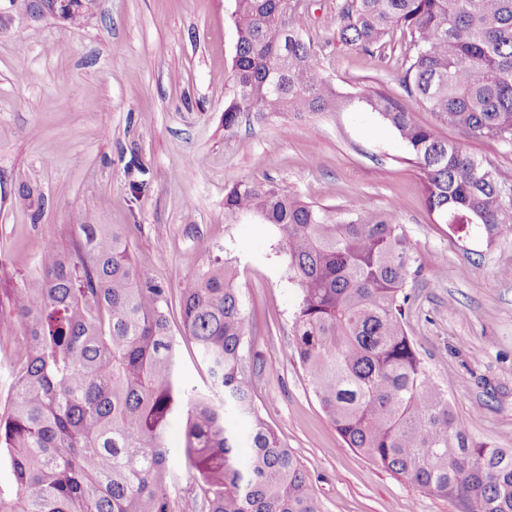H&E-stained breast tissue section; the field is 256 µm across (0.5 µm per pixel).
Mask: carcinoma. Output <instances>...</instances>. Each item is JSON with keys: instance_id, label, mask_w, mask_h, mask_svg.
<instances>
[{"instance_id": "1", "label": "carcinoma", "mask_w": 512, "mask_h": 512, "mask_svg": "<svg viewBox=\"0 0 512 512\" xmlns=\"http://www.w3.org/2000/svg\"><path fill=\"white\" fill-rule=\"evenodd\" d=\"M307 0H236L235 95L224 129L338 112L350 102L322 76L319 47L293 26ZM404 35L400 85L461 137L512 145V0H343L337 39L380 56ZM398 133L426 203L465 238L512 224V172L470 155L385 91L364 96ZM224 211L271 226L299 291L294 355L348 447L460 512H512V449L476 440L407 336L409 282L421 266L384 213L306 202L269 179L234 183ZM74 259L51 244L44 276L16 293L27 345L0 413V512H177L169 492L193 478L195 512H321L298 459L254 403L257 370L237 259L192 271L180 336L167 289L134 265L125 233L81 224ZM195 347L212 390L183 386L179 339ZM236 413L243 431L226 426ZM184 419L183 466L166 432Z\"/></svg>"}]
</instances>
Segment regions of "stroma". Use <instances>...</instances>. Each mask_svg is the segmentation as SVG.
Here are the masks:
<instances>
[{
	"mask_svg": "<svg viewBox=\"0 0 512 512\" xmlns=\"http://www.w3.org/2000/svg\"><path fill=\"white\" fill-rule=\"evenodd\" d=\"M342 0H311L296 20L322 45L325 78L345 94L384 90L423 125L462 140L472 156L512 170V148L460 139L435 113L404 96L399 47L371 57L336 39ZM235 0H94L80 24L34 19L0 6V412L10 368L24 351L12 295L43 276L54 244L80 248L79 225L125 229L137 268L168 290L180 324L187 272L231 255L261 367L255 402L300 461L322 512H458L347 447L294 357L299 294L269 227L224 211L235 182L268 178L307 202L388 211L403 226L421 275L406 330L473 436L512 448V224L493 240L464 239L437 223L398 135L366 106L302 119L244 120L224 129L235 91ZM146 188L128 191L131 174Z\"/></svg>",
	"mask_w": 512,
	"mask_h": 512,
	"instance_id": "stroma-1",
	"label": "stroma"
}]
</instances>
